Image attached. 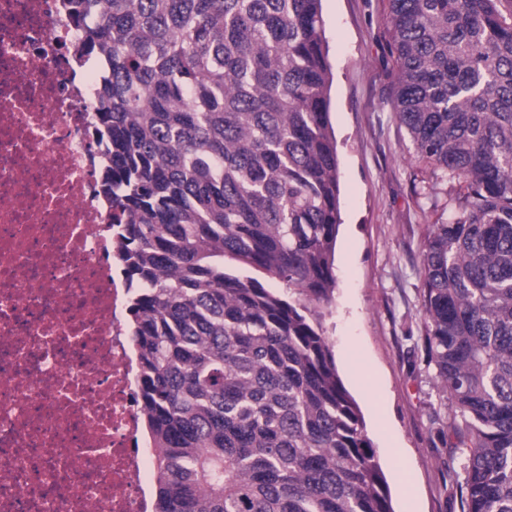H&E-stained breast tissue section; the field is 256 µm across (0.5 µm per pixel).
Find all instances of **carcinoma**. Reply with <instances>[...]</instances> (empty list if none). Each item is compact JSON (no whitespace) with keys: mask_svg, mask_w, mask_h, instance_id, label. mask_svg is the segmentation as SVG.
<instances>
[{"mask_svg":"<svg viewBox=\"0 0 512 512\" xmlns=\"http://www.w3.org/2000/svg\"><path fill=\"white\" fill-rule=\"evenodd\" d=\"M322 0H69L131 282L154 512H394L316 308L341 224ZM393 108L463 188L421 248L463 512H512V0H388ZM264 272L288 297L224 259Z\"/></svg>","mask_w":512,"mask_h":512,"instance_id":"1","label":"carcinoma"}]
</instances>
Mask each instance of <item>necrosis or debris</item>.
I'll list each match as a JSON object with an SVG mask.
<instances>
[{"mask_svg":"<svg viewBox=\"0 0 512 512\" xmlns=\"http://www.w3.org/2000/svg\"><path fill=\"white\" fill-rule=\"evenodd\" d=\"M0 0V512H150L129 291L92 139L103 55Z\"/></svg>","mask_w":512,"mask_h":512,"instance_id":"1","label":"necrosis or debris"}]
</instances>
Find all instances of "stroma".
<instances>
[{"label":"stroma","instance_id":"35a3bbf8","mask_svg":"<svg viewBox=\"0 0 512 512\" xmlns=\"http://www.w3.org/2000/svg\"><path fill=\"white\" fill-rule=\"evenodd\" d=\"M341 185L336 287L322 311L395 512H462L455 407L425 348L421 246L461 190L414 157L392 109L388 0H322Z\"/></svg>","mask_w":512,"mask_h":512}]
</instances>
